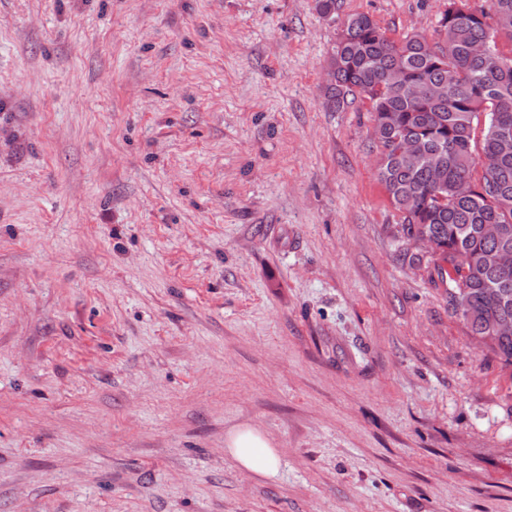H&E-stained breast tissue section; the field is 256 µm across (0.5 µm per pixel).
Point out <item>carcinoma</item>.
I'll list each match as a JSON object with an SVG mask.
<instances>
[{"mask_svg":"<svg viewBox=\"0 0 512 512\" xmlns=\"http://www.w3.org/2000/svg\"><path fill=\"white\" fill-rule=\"evenodd\" d=\"M440 20L447 21L442 46L418 33L390 38L370 15H348L329 55L336 81L325 86L324 107L368 103L385 160L378 179L400 215L404 242L423 230L430 235V280L448 287L451 314L455 297L468 300L473 329L486 334L490 320L512 319V269L496 266V246L480 233L501 224L512 245V0H482L453 15L445 9ZM482 43L489 52H473ZM392 70L404 81L388 84ZM406 137L423 143L436 169L403 163ZM464 179L473 188L461 195ZM489 352L511 368L512 336L494 340Z\"/></svg>","mask_w":512,"mask_h":512,"instance_id":"cac0c4a2","label":"carcinoma"}]
</instances>
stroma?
<instances>
[{
	"instance_id": "stroma-1",
	"label": "stroma",
	"mask_w": 512,
	"mask_h": 512,
	"mask_svg": "<svg viewBox=\"0 0 512 512\" xmlns=\"http://www.w3.org/2000/svg\"><path fill=\"white\" fill-rule=\"evenodd\" d=\"M444 2L0 0V512H512V369L323 106ZM226 451L249 473L272 476L277 472L279 458L275 448L254 429L246 427L229 434Z\"/></svg>"
}]
</instances>
